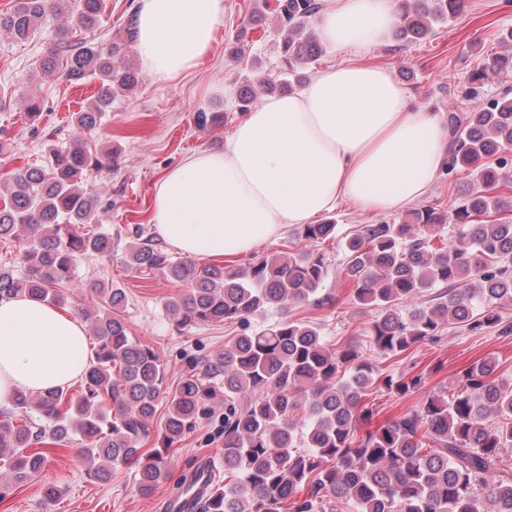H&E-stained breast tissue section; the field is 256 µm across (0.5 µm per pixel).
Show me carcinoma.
<instances>
[{"label":"carcinoma","mask_w":512,"mask_h":512,"mask_svg":"<svg viewBox=\"0 0 512 512\" xmlns=\"http://www.w3.org/2000/svg\"><path fill=\"white\" fill-rule=\"evenodd\" d=\"M463 5L464 0H400L394 37L420 40ZM57 7L55 0H15L0 12V31L25 40ZM318 9L319 0H276L283 70L279 79H258L259 88L302 84L300 70L323 52L311 27ZM100 10L101 0H78L68 24L55 31L45 71L54 72L56 58L64 57L62 78L92 79L99 86L91 103L72 115L74 137L50 149L49 164L17 170L6 186L0 241L25 229L31 234L15 258L21 274L0 268V299L28 295L59 305L81 258L112 253V235L93 228L96 203L83 182L88 170L110 164L113 156L92 155L82 134L101 125L114 94L132 89L138 75L114 64L112 47L73 39L97 24ZM511 71V52L487 58L471 77L470 93ZM448 132V168L473 179L456 209L446 214L422 206L398 224H366L346 243L345 275L355 283L354 299L378 311L368 337L381 356L400 355L452 322L470 331L493 325L512 334V323L499 314L512 305V199L497 194L505 161L487 162L512 150V94L505 91L465 116L458 104H448ZM447 223L458 227L456 240L433 247ZM335 231L331 222L302 224L297 236L310 248L229 269L175 260L138 229L124 263L188 285L164 303L181 329L243 323L271 307L332 303L324 292L330 269L319 244ZM435 288L429 301L418 302ZM94 293L100 306L82 311V318L97 348L81 377L80 396L68 402L61 388L20 391L11 407L0 410V468L12 481L0 487V501L12 486L38 476L47 456L34 445L46 440H77L89 476L107 481L118 469L133 468L139 491L152 493L169 474L162 450L205 415V403L217 393L212 379L220 378L230 480L200 496L197 512H512V466L504 463L505 450L512 449V381L496 375L494 358L464 369L453 393L435 392L420 407L358 436L359 422L369 415L364 398L378 378L358 345L334 350L314 325L285 319L207 356L202 371L171 395L164 386L166 365L129 336L117 315L126 299L123 289L98 283ZM421 383L418 375L383 380L400 395ZM243 392L251 393L244 407L235 402ZM162 405L160 449L144 453L142 443ZM303 408L309 422L300 429L294 416Z\"/></svg>","instance_id":"obj_1"}]
</instances>
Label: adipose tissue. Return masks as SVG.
Segmentation results:
<instances>
[{
  "mask_svg": "<svg viewBox=\"0 0 512 512\" xmlns=\"http://www.w3.org/2000/svg\"><path fill=\"white\" fill-rule=\"evenodd\" d=\"M320 40L353 51L300 90L261 99L220 152L196 151L155 188L152 221L190 258L235 256L351 202L394 212L421 201L448 158L438 113L413 107L390 72L361 50L396 18V0H320ZM224 0H138L137 51L156 76L196 68L211 51ZM88 364L80 320L47 302L0 299V408L16 392L78 381Z\"/></svg>",
  "mask_w": 512,
  "mask_h": 512,
  "instance_id": "1",
  "label": "adipose tissue"
}]
</instances>
